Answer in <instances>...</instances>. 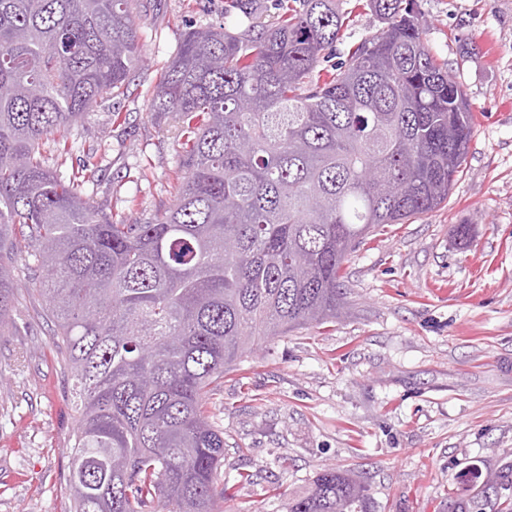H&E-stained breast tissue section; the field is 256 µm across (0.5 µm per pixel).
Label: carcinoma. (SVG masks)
I'll use <instances>...</instances> for the list:
<instances>
[{
	"label": "carcinoma",
	"mask_w": 512,
	"mask_h": 512,
	"mask_svg": "<svg viewBox=\"0 0 512 512\" xmlns=\"http://www.w3.org/2000/svg\"><path fill=\"white\" fill-rule=\"evenodd\" d=\"M383 27L339 65V0H225L181 34L151 94L184 145L173 204L114 224L95 172L50 170L44 139L121 94L140 60L137 0H0V333L33 258L75 379L74 512H222L224 434L209 387L269 340L336 318L343 264L386 224L448 201L474 128L410 0H367ZM286 512H372L324 468Z\"/></svg>",
	"instance_id": "obj_1"
}]
</instances>
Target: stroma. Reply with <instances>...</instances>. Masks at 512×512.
<instances>
[{
  "instance_id": "35a3bbf8",
  "label": "stroma",
  "mask_w": 512,
  "mask_h": 512,
  "mask_svg": "<svg viewBox=\"0 0 512 512\" xmlns=\"http://www.w3.org/2000/svg\"><path fill=\"white\" fill-rule=\"evenodd\" d=\"M329 63L380 28L354 0ZM429 49L476 113L464 170L447 203L385 225L344 264L336 320L277 337L208 395L224 433V512H286L325 467L365 483L375 512H449L457 476L512 465V0H417ZM224 0H138L141 66L116 111L71 131L61 177L86 162L87 194L116 224L168 206L181 144L150 94L187 28L222 23ZM471 225L462 246L453 234ZM12 324L0 336V512H71L67 450L79 412L52 344L34 269L16 253ZM248 481H241V474Z\"/></svg>"
}]
</instances>
